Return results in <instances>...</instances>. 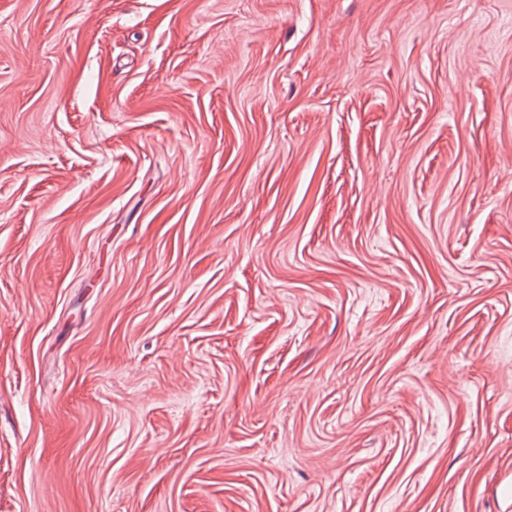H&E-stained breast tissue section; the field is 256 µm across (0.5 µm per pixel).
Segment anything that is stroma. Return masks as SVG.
Wrapping results in <instances>:
<instances>
[{"label":"stroma","instance_id":"obj_1","mask_svg":"<svg viewBox=\"0 0 512 512\" xmlns=\"http://www.w3.org/2000/svg\"><path fill=\"white\" fill-rule=\"evenodd\" d=\"M0 512H512V0H0Z\"/></svg>","mask_w":512,"mask_h":512}]
</instances>
